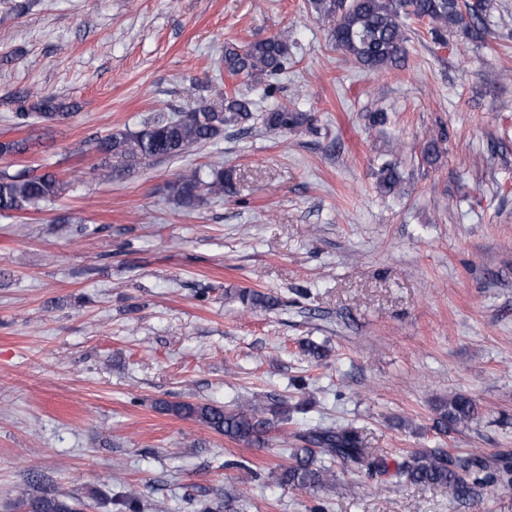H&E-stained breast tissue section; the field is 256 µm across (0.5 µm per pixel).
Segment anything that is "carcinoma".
<instances>
[{"instance_id":"obj_1","label":"carcinoma","mask_w":512,"mask_h":512,"mask_svg":"<svg viewBox=\"0 0 512 512\" xmlns=\"http://www.w3.org/2000/svg\"><path fill=\"white\" fill-rule=\"evenodd\" d=\"M318 19L329 24L332 46L346 59L369 70L382 71L399 66L406 56L407 37L404 19L426 18L432 32L446 41V34L461 32L472 41L487 34L490 0H309ZM291 48L288 36L276 35L245 45L224 44V71L241 76L254 86L263 85V97L272 96L269 78L279 74L288 64ZM209 95L200 98L189 113L176 119L161 114L145 120L136 132L111 133L98 140V150L112 160V166L98 169V177L109 180L119 170L166 158H177L190 148L217 138L227 127L241 126L254 119V102L243 94H228L220 85H208ZM72 106L43 97L34 112L24 108L15 113L16 124L26 126L35 116L42 119L70 115ZM263 126L275 132L288 133L301 128L308 116L286 105H276L260 115ZM28 150L26 140L0 141V157L14 156ZM381 192L392 194L398 188L400 175L385 162L378 172ZM232 173L213 166L206 173L190 168L178 173L169 184L172 199L182 207L197 205L203 195L222 197L232 192ZM64 182L52 173L37 174L30 170L12 174L0 170V212L26 211L57 198ZM239 299L252 308L277 305L271 296L244 290ZM160 411L192 419L231 440L255 444L263 440L273 419L267 414L287 413L281 407L268 408L259 402L237 404L231 408L209 403L160 401ZM436 425L466 427L476 418L475 402L462 394L436 405ZM303 446L291 449L288 465L278 472L279 483L317 493L336 486V467L353 465L371 476L388 473L401 484L426 488L445 487L455 495L466 497L476 487L512 483V459H490L476 452L449 453L442 448H425L408 455L389 472L386 458L374 448L365 446L351 426L339 425L310 430L300 436ZM17 498L26 512H77L69 498L53 490L34 492L25 486L17 490Z\"/></svg>"}]
</instances>
